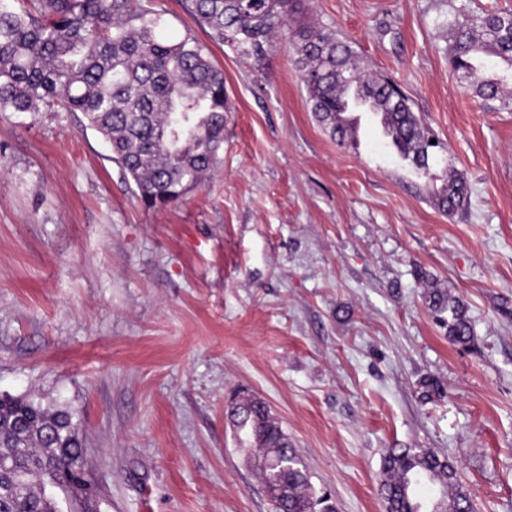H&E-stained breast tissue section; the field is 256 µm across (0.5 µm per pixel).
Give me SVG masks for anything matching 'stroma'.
Returning <instances> with one entry per match:
<instances>
[{
  "label": "stroma",
  "mask_w": 512,
  "mask_h": 512,
  "mask_svg": "<svg viewBox=\"0 0 512 512\" xmlns=\"http://www.w3.org/2000/svg\"><path fill=\"white\" fill-rule=\"evenodd\" d=\"M162 13L224 73L219 163L146 208L79 112H0V395L68 407L99 512H270L228 417L269 406L335 512H385L388 448L449 457L476 512H512V107L448 64L451 0H306L397 81L442 145L429 175L379 123L339 146L297 56L255 70L186 12ZM463 176L448 216L430 192ZM468 308L450 343L424 281Z\"/></svg>",
  "instance_id": "35a3bbf8"
}]
</instances>
